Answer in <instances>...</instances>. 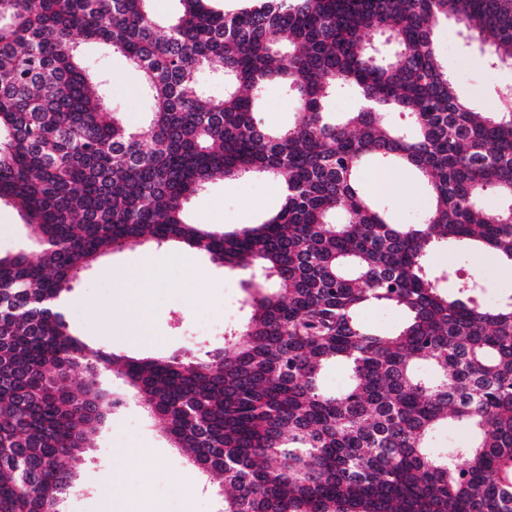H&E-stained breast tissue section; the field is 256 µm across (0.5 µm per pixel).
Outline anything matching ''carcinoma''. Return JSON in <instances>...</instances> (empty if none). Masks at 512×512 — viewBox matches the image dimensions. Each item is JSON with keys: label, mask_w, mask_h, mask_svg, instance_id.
Here are the masks:
<instances>
[{"label": "carcinoma", "mask_w": 512, "mask_h": 512, "mask_svg": "<svg viewBox=\"0 0 512 512\" xmlns=\"http://www.w3.org/2000/svg\"><path fill=\"white\" fill-rule=\"evenodd\" d=\"M149 2L0 0V203L39 248L0 254V512L74 492L90 435L123 406L106 371L219 479L221 512H512V295L487 307L467 278L450 295L426 265L473 241L512 267L509 211L484 205L512 206V90L473 111L434 49L453 18L512 64V0H178L164 20ZM78 36L142 72L153 112L137 130L108 112ZM204 69L223 96L200 88ZM270 83L295 97L285 128L257 118ZM340 87L350 112L332 108ZM393 111L411 133L385 123ZM370 159L417 171L424 222L391 223L360 189ZM245 174L282 182L276 212L231 231L187 222L191 196ZM150 241L259 275L223 355L92 349L53 305L106 252ZM372 305L404 323L371 328ZM336 364L348 384L329 392ZM450 420L470 440L435 454L427 438Z\"/></svg>", "instance_id": "cac0c4a2"}]
</instances>
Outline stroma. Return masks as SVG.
<instances>
[{
  "label": "stroma",
  "mask_w": 512,
  "mask_h": 512,
  "mask_svg": "<svg viewBox=\"0 0 512 512\" xmlns=\"http://www.w3.org/2000/svg\"><path fill=\"white\" fill-rule=\"evenodd\" d=\"M463 27L445 21L435 32L434 47L459 95L478 112L495 111L496 92L512 87V65H495L487 49L465 39ZM86 66L103 73L113 112L132 127L143 125L151 110L142 74L111 47L78 41ZM376 200L398 224L421 223L430 199L411 171L390 168ZM277 182L260 176L233 181L214 180L193 196L186 210L194 223L234 228L257 223L280 207ZM172 244L136 245L101 257L86 270L71 291L70 323L91 347L131 357H166L187 350L204 353L223 348L224 331L247 318L250 276L244 270L218 266L204 254L185 250L172 257ZM162 264L160 277L130 287L132 299L123 306L117 296L128 287L126 273L149 261ZM440 288L451 291L458 274L477 277L482 302L492 307L512 294V269L463 245L436 247L428 257ZM223 309L224 324L199 330L204 313ZM87 459L79 470V488L62 505V512H104L99 489L115 479L116 493L147 472L143 498L130 502L131 512H219L216 486L187 458L170 447L158 426L135 403L109 416L92 437Z\"/></svg>",
  "instance_id": "35a3bbf8"
}]
</instances>
